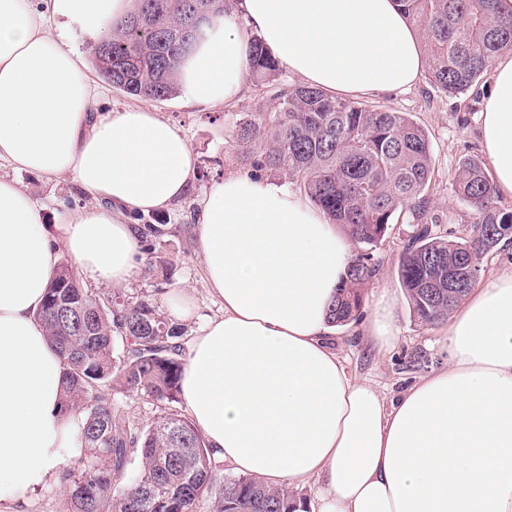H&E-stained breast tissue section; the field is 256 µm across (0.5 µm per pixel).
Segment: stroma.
I'll return each instance as SVG.
<instances>
[{
	"instance_id": "stroma-1",
	"label": "stroma",
	"mask_w": 512,
	"mask_h": 512,
	"mask_svg": "<svg viewBox=\"0 0 512 512\" xmlns=\"http://www.w3.org/2000/svg\"><path fill=\"white\" fill-rule=\"evenodd\" d=\"M490 83L481 80L464 95L454 97L434 90L427 80L396 93L368 97V104L413 115L429 133L434 176L429 189L430 214L435 217L438 233L466 236L471 214L454 194L451 179L459 162L466 157L483 156L480 114ZM262 90L246 83L243 101L233 107L187 103L182 97L151 102L150 107L181 128L197 156L198 174L190 196L169 209L152 214L133 215V224H158L163 229L157 241L159 250L170 257L166 270L149 271L147 263L138 270L123 292L128 296L152 295L157 301L178 290L188 291L196 313L186 319L189 336H197L205 322L221 312V305L202 282L203 260L195 246L197 203L212 180L231 173L248 174L253 167L237 159L231 146L233 124L243 113L253 111ZM1 176H13L42 207L47 223L67 211L90 205L88 196L64 177L44 180L26 173L0 168ZM413 217L402 213L377 246L381 261L379 275L369 284L368 293L387 289L395 298L401 316L400 335L393 350L379 355L372 351L359 332V322L336 328L335 349L353 375L370 384L386 399H393L404 386L429 369L444 366L448 355L442 348L440 325H424L414 319L397 274L399 255L412 231Z\"/></svg>"
}]
</instances>
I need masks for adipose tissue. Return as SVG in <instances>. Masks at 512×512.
<instances>
[{"instance_id": "obj_1", "label": "adipose tissue", "mask_w": 512, "mask_h": 512, "mask_svg": "<svg viewBox=\"0 0 512 512\" xmlns=\"http://www.w3.org/2000/svg\"><path fill=\"white\" fill-rule=\"evenodd\" d=\"M135 0H0V165L68 176L93 200L48 226L32 195L0 177V512H30L77 456L62 412L63 361L38 321L57 249L84 275L129 282L131 214L186 197L196 156L184 132L142 107L98 112L100 92L67 43L100 33ZM260 38L306 85L339 97L407 90L424 71L397 0H234L180 65L187 102L243 97ZM481 139L512 197V52L490 71ZM202 280L222 312L185 361L181 394L213 454L270 485L322 482L319 512H512V273L471 288L442 331L448 365L385 399L347 371L327 313L352 258L341 225L287 184L228 175L198 204ZM364 335L392 347L400 318L374 294Z\"/></svg>"}]
</instances>
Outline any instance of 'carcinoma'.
Segmentation results:
<instances>
[{"label": "carcinoma", "instance_id": "carcinoma-1", "mask_svg": "<svg viewBox=\"0 0 512 512\" xmlns=\"http://www.w3.org/2000/svg\"><path fill=\"white\" fill-rule=\"evenodd\" d=\"M230 0H136V9L109 25L91 48L107 47L108 61L94 68L104 83L155 101L179 94L177 72L186 47L198 38L190 14L222 13ZM502 0H399L424 45L425 75L447 95L466 92L495 58L512 48V12ZM280 65L262 42L251 43L250 78L258 86L277 80ZM272 112H246L234 123L238 158L299 182L310 201L346 230L359 247L329 310L335 326L355 319L365 288L380 271L373 247L396 214L421 219L403 245L397 273L413 317L436 324L476 284L484 257L507 240L512 210L497 204L485 163L461 162L454 194L473 212L465 237L429 230L427 190L433 158L427 131L405 112L338 99L294 85L274 94ZM141 248L156 254L162 235L154 224L138 227ZM89 310L80 328L67 313ZM64 360V411L81 416L76 437L83 451L61 466L64 512H301L307 498L288 487L272 488L251 475L226 476L203 435L181 412L180 380L186 328L148 294L86 288L63 263L37 313ZM152 401L160 413L146 428L115 397ZM139 464L129 478V466Z\"/></svg>", "mask_w": 512, "mask_h": 512}]
</instances>
